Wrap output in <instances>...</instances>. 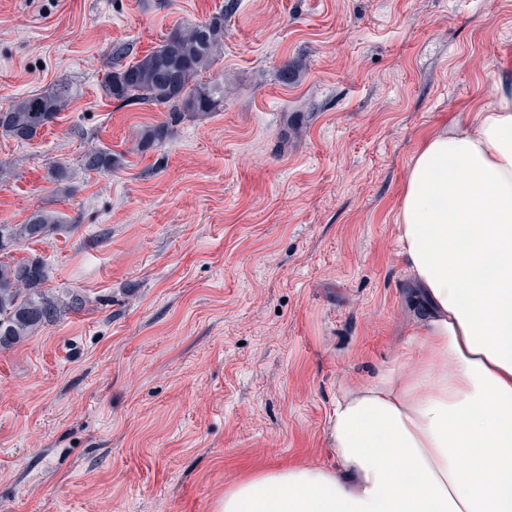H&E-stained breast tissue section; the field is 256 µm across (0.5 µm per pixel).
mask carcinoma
Instances as JSON below:
<instances>
[{"instance_id":"carcinoma-1","label":"carcinoma","mask_w":512,"mask_h":512,"mask_svg":"<svg viewBox=\"0 0 512 512\" xmlns=\"http://www.w3.org/2000/svg\"><path fill=\"white\" fill-rule=\"evenodd\" d=\"M224 48V15L184 27L172 28L152 51L133 64L120 65L122 46L111 50L113 66L102 84L105 97L121 102L141 101L164 105L172 112L208 113L224 102V85L201 81ZM72 87L60 80L43 94L25 96L0 111V136L30 141L53 122L70 100ZM119 159L110 151L89 149L81 156L87 172H110ZM60 224L49 210H37L24 224H0V254L23 242H36ZM49 266L35 256L0 260V349L11 348L37 330L59 322L82 306L74 292L47 287Z\"/></svg>"}]
</instances>
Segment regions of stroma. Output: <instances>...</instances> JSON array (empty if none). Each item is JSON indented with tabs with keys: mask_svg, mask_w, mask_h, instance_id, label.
Wrapping results in <instances>:
<instances>
[{
	"mask_svg": "<svg viewBox=\"0 0 512 512\" xmlns=\"http://www.w3.org/2000/svg\"><path fill=\"white\" fill-rule=\"evenodd\" d=\"M217 14L218 111L102 94L112 47ZM505 66L512 0H0V110L73 87L34 140L0 136V224L57 212L11 255L85 300L0 351V512H217L241 476L328 462L333 401L421 315L395 245L411 161ZM90 147L120 165L84 171Z\"/></svg>",
	"mask_w": 512,
	"mask_h": 512,
	"instance_id": "1",
	"label": "stroma"
}]
</instances>
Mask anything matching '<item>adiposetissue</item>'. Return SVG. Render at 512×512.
<instances>
[{"mask_svg": "<svg viewBox=\"0 0 512 512\" xmlns=\"http://www.w3.org/2000/svg\"><path fill=\"white\" fill-rule=\"evenodd\" d=\"M395 224L410 353L337 397L330 463L246 476L218 512H512V71L418 151Z\"/></svg>", "mask_w": 512, "mask_h": 512, "instance_id": "1", "label": "adipose tissue"}]
</instances>
